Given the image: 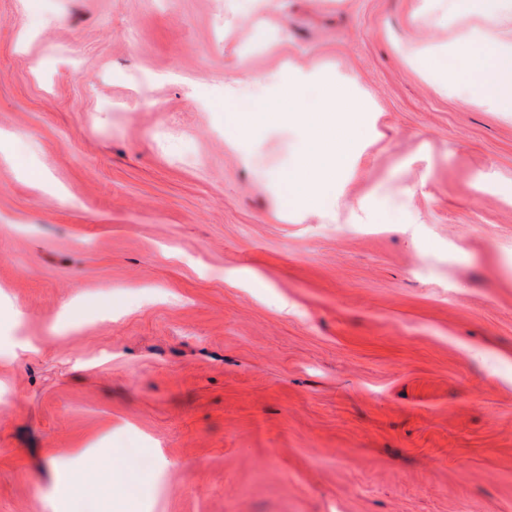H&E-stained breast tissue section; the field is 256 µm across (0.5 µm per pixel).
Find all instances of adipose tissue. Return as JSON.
Masks as SVG:
<instances>
[{"label":"adipose tissue","mask_w":512,"mask_h":512,"mask_svg":"<svg viewBox=\"0 0 512 512\" xmlns=\"http://www.w3.org/2000/svg\"><path fill=\"white\" fill-rule=\"evenodd\" d=\"M455 48L459 54L471 60V79L467 85L470 94L489 111L512 114V38L492 37L474 28L456 42ZM81 457L86 461L97 462L95 473L65 465L61 458L49 456V469L63 475L62 482L56 486L61 496L74 492L88 497L95 496L99 487L107 483L110 473L122 467L116 458L104 463L98 462L96 451L91 446L84 448Z\"/></svg>","instance_id":"ef3b65f1"}]
</instances>
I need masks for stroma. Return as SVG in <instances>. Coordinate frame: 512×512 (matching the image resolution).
I'll return each mask as SVG.
<instances>
[{
    "mask_svg": "<svg viewBox=\"0 0 512 512\" xmlns=\"http://www.w3.org/2000/svg\"><path fill=\"white\" fill-rule=\"evenodd\" d=\"M408 10L269 0L259 45L246 0H0V512H71L90 442L155 461L95 512H512V114L388 42L512 12ZM289 58L374 106L311 209L288 130L224 137ZM47 464L48 468L55 474L63 471V481L55 487V490L62 497H67L72 492H81L87 497H94L99 487L102 484L108 483L109 474L122 467L119 459H110L97 467L95 476L92 478L84 468L65 466L63 460L54 455L49 456Z\"/></svg>",
    "mask_w": 512,
    "mask_h": 512,
    "instance_id": "1",
    "label": "stroma"
}]
</instances>
